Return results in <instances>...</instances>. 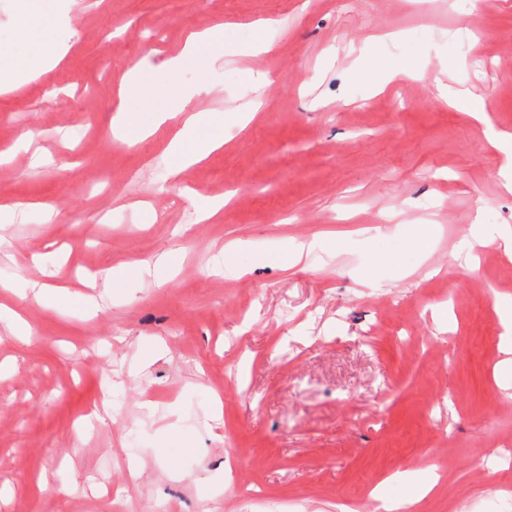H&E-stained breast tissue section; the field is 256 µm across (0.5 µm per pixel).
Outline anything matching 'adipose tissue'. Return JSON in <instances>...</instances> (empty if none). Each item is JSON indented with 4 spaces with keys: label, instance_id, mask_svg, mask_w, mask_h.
I'll list each match as a JSON object with an SVG mask.
<instances>
[{
    "label": "adipose tissue",
    "instance_id": "adipose-tissue-1",
    "mask_svg": "<svg viewBox=\"0 0 512 512\" xmlns=\"http://www.w3.org/2000/svg\"><path fill=\"white\" fill-rule=\"evenodd\" d=\"M76 0H23L20 21L8 41H0V91L11 89L30 77L54 68L64 55L59 40L61 33L71 29V12ZM224 30L212 28L192 34L182 51L162 63L141 58L125 73L117 114L113 119L112 132L116 138L134 143L146 137L158 126L177 115H184L181 130L170 141L167 153L179 167H187L202 160L207 153L222 146L221 139L207 130L208 122L202 114L187 113L191 100L201 93L211 92L217 62L223 57ZM190 72L196 77L194 85L180 93L157 99L152 89L163 85L169 76ZM137 99L150 114L149 122L143 123L129 113L126 103ZM470 115L488 125V142L503 157L500 173L505 186L512 191V133L500 132L490 127V105L484 98H476L469 105ZM174 253H166L154 262L127 264L106 270L103 280L112 289L113 297H123L128 285L151 273H171L175 265ZM0 289L14 293L20 299H31L61 313L70 312L74 301H81L84 311L98 308L95 297H76L65 287L26 280L0 279Z\"/></svg>",
    "mask_w": 512,
    "mask_h": 512
}]
</instances>
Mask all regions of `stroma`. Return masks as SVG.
<instances>
[{"instance_id":"obj_1","label":"stroma","mask_w":512,"mask_h":512,"mask_svg":"<svg viewBox=\"0 0 512 512\" xmlns=\"http://www.w3.org/2000/svg\"><path fill=\"white\" fill-rule=\"evenodd\" d=\"M429 2L422 16L414 0H79L64 59L0 93V204L28 207L5 230L15 260L1 272L40 277L41 254L73 287L179 252L169 278L93 317L29 301L31 336L0 327V361L16 360L0 378V512H372L429 467L439 481L421 512H512L494 310L512 296V259L467 245L475 218L512 226V192L483 126L435 88L486 97L512 131V0ZM259 19L278 22L271 51L226 56L189 106L223 115V149L174 174L179 120L133 144L113 136L134 62L219 24L250 42ZM392 63L418 78L381 83ZM252 70L273 78L258 95ZM257 96L263 111L240 126ZM192 193L232 199L200 222ZM286 237L320 245L291 268L279 253L237 277L208 271L225 243ZM144 342L164 355L137 370ZM219 389L221 417L207 419ZM174 423L192 447L160 454L155 434ZM128 459L142 467L131 489Z\"/></svg>"}]
</instances>
